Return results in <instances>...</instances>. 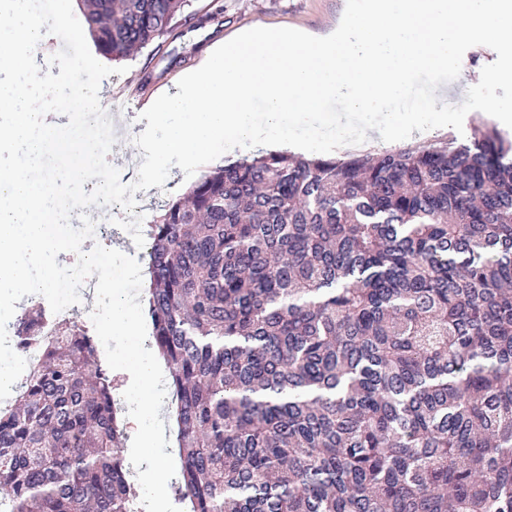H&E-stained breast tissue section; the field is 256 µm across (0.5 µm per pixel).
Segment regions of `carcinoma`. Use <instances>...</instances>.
I'll return each mask as SVG.
<instances>
[{
	"mask_svg": "<svg viewBox=\"0 0 512 512\" xmlns=\"http://www.w3.org/2000/svg\"><path fill=\"white\" fill-rule=\"evenodd\" d=\"M84 2L120 60L190 0ZM147 236L187 512H512V141L489 118L467 144L245 155ZM14 329L41 361L0 409V512H135L95 337L41 305Z\"/></svg>",
	"mask_w": 512,
	"mask_h": 512,
	"instance_id": "obj_1",
	"label": "carcinoma"
}]
</instances>
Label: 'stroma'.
Returning <instances> with one entry per match:
<instances>
[{
	"label": "stroma",
	"mask_w": 512,
	"mask_h": 512,
	"mask_svg": "<svg viewBox=\"0 0 512 512\" xmlns=\"http://www.w3.org/2000/svg\"><path fill=\"white\" fill-rule=\"evenodd\" d=\"M345 6L346 0H191L163 35L124 60V73L102 81L105 101L130 99L135 103L122 115L112 157L126 163L129 176L137 175L139 165L133 160L131 141L147 127L141 113L156 97L177 94L180 78L198 67L213 42L262 25L299 29L321 37L336 27ZM496 58V52L486 46L468 49L458 78L446 85L444 103L461 104L469 88V73L481 71Z\"/></svg>",
	"instance_id": "35a3bbf8"
}]
</instances>
